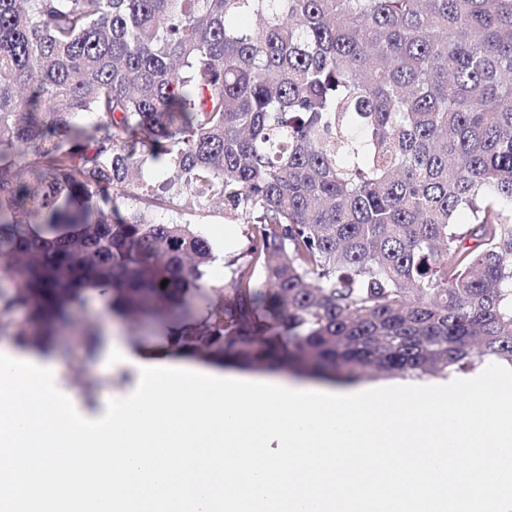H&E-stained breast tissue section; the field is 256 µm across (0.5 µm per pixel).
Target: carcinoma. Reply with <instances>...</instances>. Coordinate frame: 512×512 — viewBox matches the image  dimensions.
<instances>
[{"label":"carcinoma","instance_id":"1","mask_svg":"<svg viewBox=\"0 0 512 512\" xmlns=\"http://www.w3.org/2000/svg\"><path fill=\"white\" fill-rule=\"evenodd\" d=\"M185 188L248 226L226 282L149 218ZM91 290L220 363L512 365V0H0V335Z\"/></svg>","mask_w":512,"mask_h":512}]
</instances>
